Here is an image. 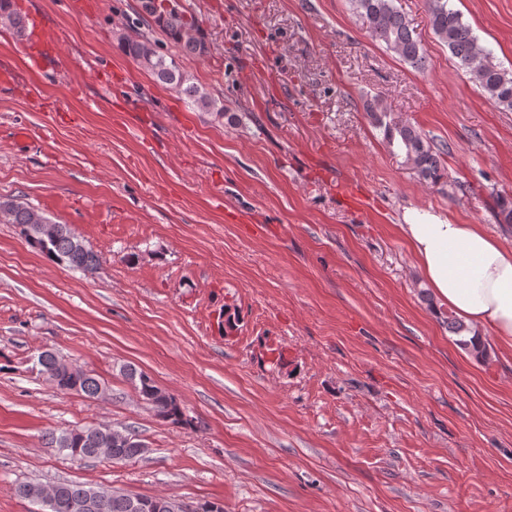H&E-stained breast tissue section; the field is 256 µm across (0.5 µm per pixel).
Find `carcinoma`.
I'll list each match as a JSON object with an SVG mask.
<instances>
[{"mask_svg":"<svg viewBox=\"0 0 512 512\" xmlns=\"http://www.w3.org/2000/svg\"><path fill=\"white\" fill-rule=\"evenodd\" d=\"M450 0H428V12L434 34L448 46L459 66L473 82L504 110H512V70L502 67L492 52L482 46L471 26L463 20L458 10L449 6ZM354 12L366 26L372 40L382 43L402 61L417 71L427 66L426 53L414 35L413 27L405 14L396 6L395 0H351ZM140 16L151 27L158 29L165 39L179 51L190 57L205 60L211 53L210 44L201 31V25L193 15L176 9L167 0H139ZM7 12L9 31L18 41L27 35L26 16L11 8L10 0H0V12ZM125 54L136 60L154 80L175 90L194 111L202 112L214 121L233 124L237 113L224 109V102L212 97L202 86L184 72L175 57L164 52V44L150 33L135 31L122 38ZM370 115L377 126L384 128L389 146L397 145L404 154L406 165L415 171L418 178L433 186L448 184V174L442 164L443 151L426 134L415 126L395 117L379 101H374ZM0 223L20 227L27 242L51 260L72 271L86 272L101 265V256L82 244V239L69 224H61L55 236L44 241L36 228L38 224H51L53 220L41 209L20 197H0ZM448 331L459 337L463 347L472 345L464 339L471 329L448 313L444 316ZM39 372L59 391H75L96 399L100 388L105 386L98 376L83 370L77 375L68 372L67 363L50 351L38 356ZM121 372L131 381L141 399L155 416L180 427H193L195 418L184 416L177 399L157 387L143 372L132 365H124ZM101 425H88L51 431L45 435V447L78 461L98 458V448L104 446L99 430ZM140 441L133 431H116L112 437V456L118 463L131 461L141 455ZM41 484L19 482L16 495L36 506L32 512H77L73 505L93 494L94 486L80 482L56 484L58 495L51 505L36 500L35 493ZM142 496L124 492L112 493L111 500L99 512H135L131 502ZM153 512H208L207 504L193 505L167 496L148 499Z\"/></svg>","mask_w":512,"mask_h":512,"instance_id":"obj_1","label":"carcinoma"}]
</instances>
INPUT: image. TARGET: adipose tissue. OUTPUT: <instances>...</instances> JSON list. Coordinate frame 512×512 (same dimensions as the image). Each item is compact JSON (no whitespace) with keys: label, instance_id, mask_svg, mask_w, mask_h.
Returning a JSON list of instances; mask_svg holds the SVG:
<instances>
[{"label":"adipose tissue","instance_id":"ef3b65f1","mask_svg":"<svg viewBox=\"0 0 512 512\" xmlns=\"http://www.w3.org/2000/svg\"><path fill=\"white\" fill-rule=\"evenodd\" d=\"M400 230L433 295L472 330L512 346V248L477 224L409 209Z\"/></svg>","mask_w":512,"mask_h":512}]
</instances>
